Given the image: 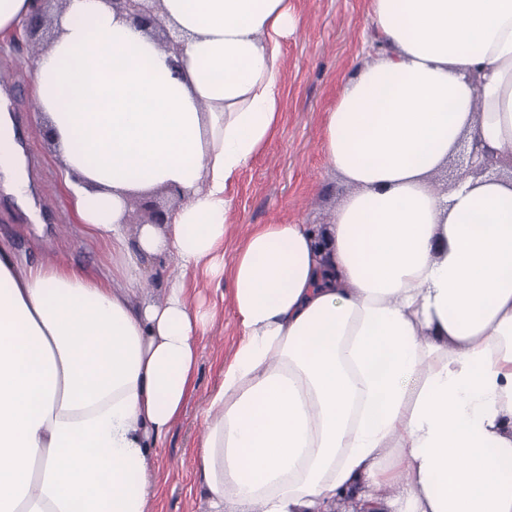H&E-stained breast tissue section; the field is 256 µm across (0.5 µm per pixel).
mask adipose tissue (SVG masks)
Returning a JSON list of instances; mask_svg holds the SVG:
<instances>
[{"mask_svg": "<svg viewBox=\"0 0 512 512\" xmlns=\"http://www.w3.org/2000/svg\"><path fill=\"white\" fill-rule=\"evenodd\" d=\"M166 51L109 0H64L33 125L92 275L0 239V512H146L148 462L195 391L191 304L229 285L239 340L202 415L212 512H512V169L432 185L462 140L512 157V0H369L381 38L322 151L351 188L328 224H260L224 262L230 190L282 119L292 0H161ZM178 192L129 236L131 195ZM172 259L164 298L140 259ZM396 489L387 498V489Z\"/></svg>", "mask_w": 512, "mask_h": 512, "instance_id": "ef3b65f1", "label": "adipose tissue"}]
</instances>
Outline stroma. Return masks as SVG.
<instances>
[{"mask_svg":"<svg viewBox=\"0 0 512 512\" xmlns=\"http://www.w3.org/2000/svg\"><path fill=\"white\" fill-rule=\"evenodd\" d=\"M301 18L277 58L283 85V121L274 141L242 173L233 192L232 220L224 241V260L232 262L237 248L254 225L330 223L349 188L330 168L321 152L323 119L334 105L342 77L367 58L371 30L368 0H294ZM62 0H45L49 20L39 32L0 41V54L24 72H32L37 48L49 47L56 35L50 20ZM31 111L20 114L29 183L27 195L39 214L31 221L18 205L8 179L0 180V237L9 239L29 262L58 259L98 273L112 262L108 246L82 233L61 187L59 159L48 139L34 129ZM191 302L215 304L217 315L199 340L195 391L172 425L149 471L158 481L147 512H210L197 478L195 448L202 432L208 393L218 380V365L238 341L231 299H217L212 284L200 279Z\"/></svg>","mask_w":512,"mask_h":512,"instance_id":"stroma-1","label":"stroma"}]
</instances>
